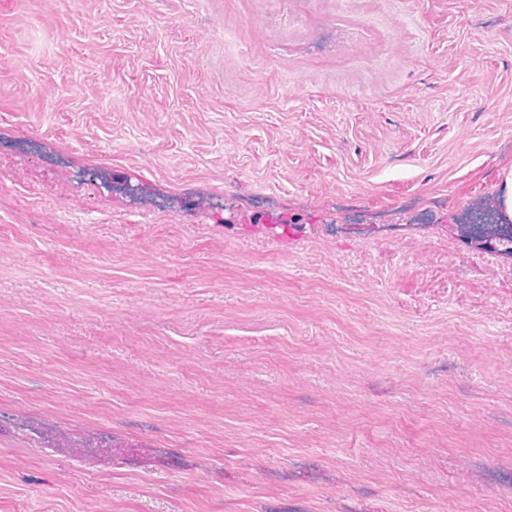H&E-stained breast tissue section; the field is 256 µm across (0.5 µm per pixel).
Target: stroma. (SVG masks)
<instances>
[{"mask_svg":"<svg viewBox=\"0 0 512 512\" xmlns=\"http://www.w3.org/2000/svg\"><path fill=\"white\" fill-rule=\"evenodd\" d=\"M511 170L512 0H0V512H512Z\"/></svg>","mask_w":512,"mask_h":512,"instance_id":"35a3bbf8","label":"stroma"}]
</instances>
